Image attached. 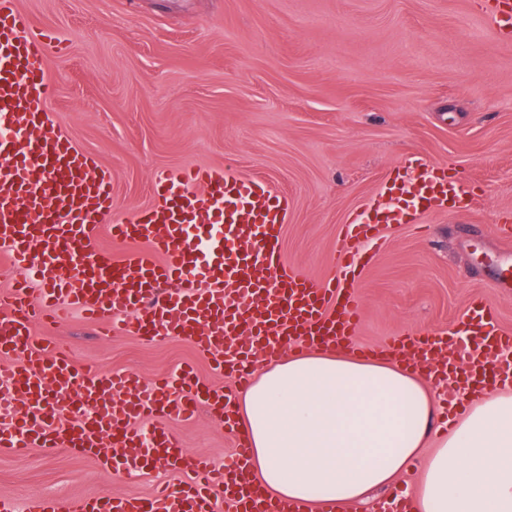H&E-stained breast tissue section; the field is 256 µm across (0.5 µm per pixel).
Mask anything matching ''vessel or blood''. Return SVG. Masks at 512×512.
<instances>
[{
	"mask_svg": "<svg viewBox=\"0 0 512 512\" xmlns=\"http://www.w3.org/2000/svg\"><path fill=\"white\" fill-rule=\"evenodd\" d=\"M485 16L512 35V0H488ZM53 38L35 32L18 0H0V257L23 277L0 291V376L9 401H22L13 420L0 421V447H62L99 455L103 440L136 447L131 458L103 456L105 468L136 474L161 465L180 475L176 488L142 497L104 493L84 502L31 496L0 499V512H343L334 502L308 509L254 490L243 476L250 446L232 414L233 392L214 388L195 371L152 382L138 372L112 373L77 365L66 348L37 339L33 325L60 323L80 313L114 337L134 333L150 343L190 342L249 385L256 357L277 361L296 350L336 345L357 352L360 279L374 255L360 252L382 224H418L436 206L462 197L446 168L406 159L385 184L391 205L353 215L332 260L315 279L284 262L281 233L287 196L267 182L214 167L163 171L154 178L155 202L127 220L106 224L112 174L56 129L48 109L55 88L44 61ZM124 244L121 253L96 245L99 232ZM401 358L455 367L458 388L443 402L456 407L475 369L494 370V385H512V330H502L493 301L472 298L462 326L421 329L386 345ZM235 434L223 465L188 455L170 422L192 420L200 408ZM165 425L142 434L139 425ZM101 455V454H100Z\"/></svg>",
	"mask_w": 512,
	"mask_h": 512,
	"instance_id": "1",
	"label": "vessel or blood"
}]
</instances>
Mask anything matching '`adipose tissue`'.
<instances>
[{
    "label": "adipose tissue",
    "mask_w": 512,
    "mask_h": 512,
    "mask_svg": "<svg viewBox=\"0 0 512 512\" xmlns=\"http://www.w3.org/2000/svg\"><path fill=\"white\" fill-rule=\"evenodd\" d=\"M238 410L269 492L369 510L420 458L435 401L406 364L315 350L259 362ZM423 461L415 512H512V390L472 396Z\"/></svg>",
    "instance_id": "1"
}]
</instances>
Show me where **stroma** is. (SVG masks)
<instances>
[{"label": "stroma", "mask_w": 512, "mask_h": 512, "mask_svg": "<svg viewBox=\"0 0 512 512\" xmlns=\"http://www.w3.org/2000/svg\"><path fill=\"white\" fill-rule=\"evenodd\" d=\"M63 42L45 66L52 118L112 172V215L153 204L156 173L207 165L265 179L289 199L282 253L323 278L350 214L386 204L394 167L419 155L447 168L469 209L385 224L362 275L355 336L375 349L402 333L455 326L490 295L512 329V291L492 288L499 229L512 227V38L484 0H19ZM78 362L163 377L184 365L233 380L178 338L107 340L79 314L35 324ZM190 454L223 463L234 435L201 410L172 427ZM176 474L109 471L66 448L0 450V497L139 496Z\"/></svg>", "instance_id": "stroma-1"}]
</instances>
